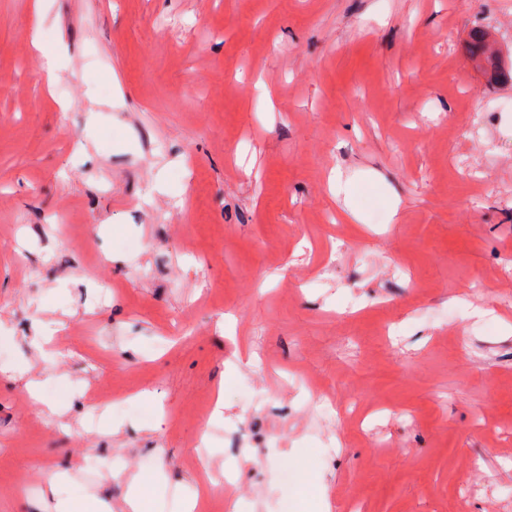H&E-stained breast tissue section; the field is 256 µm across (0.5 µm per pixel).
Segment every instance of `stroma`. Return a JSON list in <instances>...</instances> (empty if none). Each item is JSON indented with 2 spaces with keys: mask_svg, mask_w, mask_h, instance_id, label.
I'll return each mask as SVG.
<instances>
[{
  "mask_svg": "<svg viewBox=\"0 0 512 512\" xmlns=\"http://www.w3.org/2000/svg\"><path fill=\"white\" fill-rule=\"evenodd\" d=\"M480 30L512 64V0H0V512H51L52 473L124 512L120 467L180 512L202 431L205 512H512V80ZM30 46L42 60L46 83L52 86L57 78L59 61L64 51L62 42L58 38L48 37L39 23L32 33Z\"/></svg>",
  "mask_w": 512,
  "mask_h": 512,
  "instance_id": "obj_1",
  "label": "stroma"
}]
</instances>
